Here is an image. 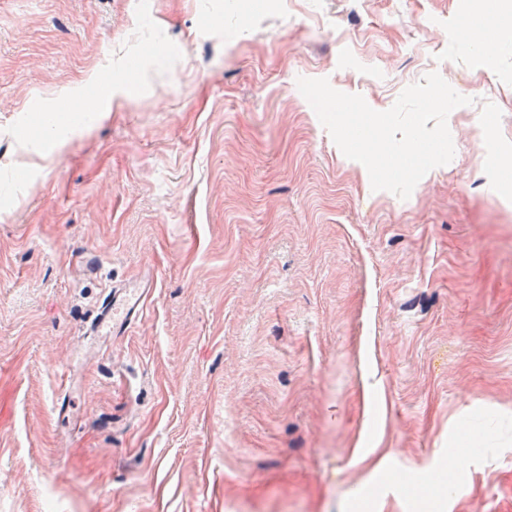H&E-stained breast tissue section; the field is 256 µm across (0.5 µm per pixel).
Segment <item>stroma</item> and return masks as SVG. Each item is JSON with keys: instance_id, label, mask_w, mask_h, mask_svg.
Listing matches in <instances>:
<instances>
[{"instance_id": "stroma-1", "label": "stroma", "mask_w": 512, "mask_h": 512, "mask_svg": "<svg viewBox=\"0 0 512 512\" xmlns=\"http://www.w3.org/2000/svg\"><path fill=\"white\" fill-rule=\"evenodd\" d=\"M490 10L0 0V512H512V43L454 35ZM431 72L470 103L405 200L297 87L384 111ZM76 97L107 119L23 152ZM148 271L145 320L83 359ZM155 286L154 276L147 273L133 285L118 282L107 288L86 333L113 339L128 335L146 317Z\"/></svg>"}]
</instances>
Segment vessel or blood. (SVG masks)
I'll return each instance as SVG.
<instances>
[{"mask_svg": "<svg viewBox=\"0 0 512 512\" xmlns=\"http://www.w3.org/2000/svg\"><path fill=\"white\" fill-rule=\"evenodd\" d=\"M156 286L153 275L141 277L135 284L118 282L107 288L88 333L92 336L128 335L146 316Z\"/></svg>", "mask_w": 512, "mask_h": 512, "instance_id": "1", "label": "vessel or blood"}]
</instances>
